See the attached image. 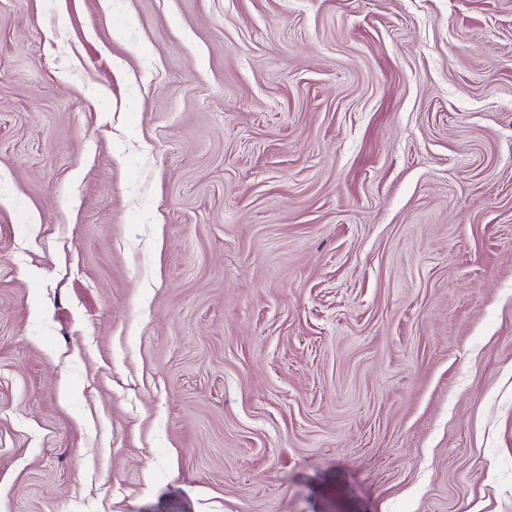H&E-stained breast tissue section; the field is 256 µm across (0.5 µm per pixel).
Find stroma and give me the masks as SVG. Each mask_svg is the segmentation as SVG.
Masks as SVG:
<instances>
[{
	"label": "stroma",
	"mask_w": 512,
	"mask_h": 512,
	"mask_svg": "<svg viewBox=\"0 0 512 512\" xmlns=\"http://www.w3.org/2000/svg\"><path fill=\"white\" fill-rule=\"evenodd\" d=\"M0 512H512V0H0Z\"/></svg>",
	"instance_id": "1"
}]
</instances>
